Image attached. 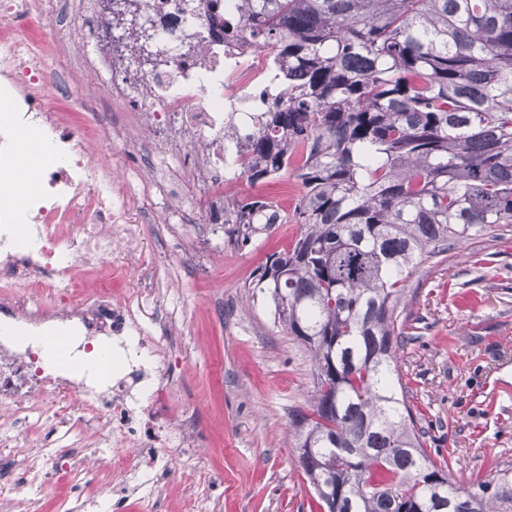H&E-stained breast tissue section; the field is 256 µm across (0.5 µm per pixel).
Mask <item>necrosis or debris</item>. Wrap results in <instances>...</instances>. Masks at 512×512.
I'll return each instance as SVG.
<instances>
[{
    "label": "necrosis or debris",
    "mask_w": 512,
    "mask_h": 512,
    "mask_svg": "<svg viewBox=\"0 0 512 512\" xmlns=\"http://www.w3.org/2000/svg\"><path fill=\"white\" fill-rule=\"evenodd\" d=\"M51 0H0V83L7 84L15 109L0 117V174L9 171L21 149L20 130L45 135L57 161L40 174L41 191L24 209L0 198V447L20 448L40 441L38 469L20 482L26 490L43 489L59 473L53 437L71 435L73 455H81L80 426L96 422L118 447L109 461L126 474L137 493H149L159 477L194 454L192 415L184 413L177 431L159 438L145 417L167 403L171 388L163 382L142 388L157 363H146L170 333L173 317L159 305L142 320L128 302L102 288H77L76 262L104 264L118 241L112 227L126 221L124 202L112 197V169L92 157L91 133L73 127L63 110L47 99L67 93L81 107L87 86L99 87V74L88 66L77 71L49 64L48 49L71 41L96 40L109 46L108 21L90 13L79 18ZM155 22L152 50L170 59V69L142 79L144 89L131 106L151 124L167 123L180 132L183 157L197 172L201 191L216 199L208 221H224V171L239 169L235 140L224 136V116L234 109L239 130L250 127L266 102L261 91L269 79L266 52L224 42L220 21L207 20L204 0H144ZM48 288L68 294L54 303L42 300ZM64 328L75 333L76 349L90 353L100 343L126 351L127 373L99 381L87 372L61 374L46 335ZM68 388L80 399L81 413L65 421L48 414L44 396ZM177 449L176 459H160L159 445Z\"/></svg>",
    "instance_id": "4bbe7bcc"
}]
</instances>
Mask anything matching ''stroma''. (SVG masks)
<instances>
[{
    "mask_svg": "<svg viewBox=\"0 0 512 512\" xmlns=\"http://www.w3.org/2000/svg\"><path fill=\"white\" fill-rule=\"evenodd\" d=\"M105 159L139 235L120 243L107 266L90 267L85 285L119 278L145 319L157 304L175 306L172 334L158 348L173 405L157 423L167 430L190 410L199 448L149 499L103 497L98 512H320L293 427L310 409V355L249 288L269 255L293 245L299 225H276L240 248L217 224L147 223L150 211L174 212L175 202L152 189L139 153L119 147ZM224 177L225 206L254 197L294 206L289 173L256 184ZM399 311L409 335L399 350L402 378L429 454L451 456L464 482L512 466V225L418 258Z\"/></svg>",
    "mask_w": 512,
    "mask_h": 512,
    "instance_id": "35a3bbf8",
    "label": "stroma"
}]
</instances>
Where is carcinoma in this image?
<instances>
[{
    "mask_svg": "<svg viewBox=\"0 0 512 512\" xmlns=\"http://www.w3.org/2000/svg\"><path fill=\"white\" fill-rule=\"evenodd\" d=\"M245 33L278 100L243 137L227 113L225 136L250 181L290 170L302 195L280 215L236 201L224 234L300 225L250 288L313 363L294 427L319 507L512 512V468L474 489L428 453L396 314L416 257L512 224V0H237L224 42Z\"/></svg>",
    "mask_w": 512,
    "mask_h": 512,
    "instance_id": "carcinoma-1",
    "label": "carcinoma"
}]
</instances>
